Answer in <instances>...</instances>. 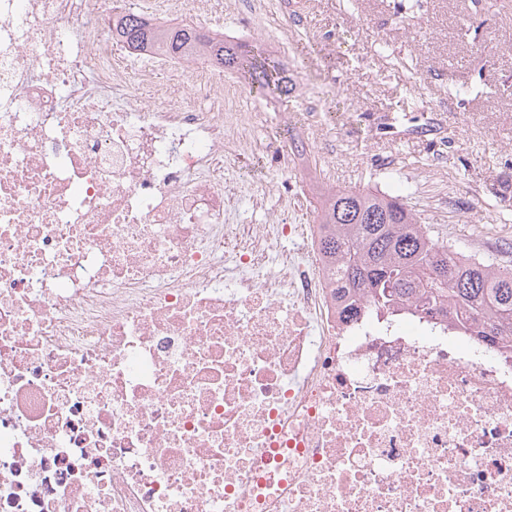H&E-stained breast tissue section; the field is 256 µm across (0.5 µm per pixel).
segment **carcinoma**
I'll use <instances>...</instances> for the list:
<instances>
[{
	"instance_id": "1",
	"label": "carcinoma",
	"mask_w": 512,
	"mask_h": 512,
	"mask_svg": "<svg viewBox=\"0 0 512 512\" xmlns=\"http://www.w3.org/2000/svg\"><path fill=\"white\" fill-rule=\"evenodd\" d=\"M112 36L130 51L151 49L169 57L200 56L222 70H244L262 91L288 96L284 70L250 55L247 46L193 24L163 25L134 13L112 19ZM326 226L318 247L336 291L347 301L342 313L359 314L371 298L395 307L410 302L448 319L494 345L512 336V264L477 257L439 241L404 199L373 191L335 190L321 200Z\"/></svg>"
}]
</instances>
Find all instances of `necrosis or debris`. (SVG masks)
Returning a JSON list of instances; mask_svg holds the SVG:
<instances>
[{
	"label": "necrosis or debris",
	"mask_w": 512,
	"mask_h": 512,
	"mask_svg": "<svg viewBox=\"0 0 512 512\" xmlns=\"http://www.w3.org/2000/svg\"><path fill=\"white\" fill-rule=\"evenodd\" d=\"M135 0H0V512H512V350L341 315L262 112L126 55ZM175 82L158 86V70ZM235 177L245 183L265 184L271 178L266 157L256 154L248 165L236 169ZM281 210L278 195L271 192L267 197L266 207L262 210L254 209L247 200L240 205L241 224H267Z\"/></svg>",
	"instance_id": "obj_1"
}]
</instances>
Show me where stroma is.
I'll return each instance as SVG.
<instances>
[{"instance_id": "stroma-1", "label": "stroma", "mask_w": 512, "mask_h": 512, "mask_svg": "<svg viewBox=\"0 0 512 512\" xmlns=\"http://www.w3.org/2000/svg\"><path fill=\"white\" fill-rule=\"evenodd\" d=\"M253 54L296 88L257 141L311 122L302 175L402 196L444 241L512 261V0L274 4Z\"/></svg>"}]
</instances>
